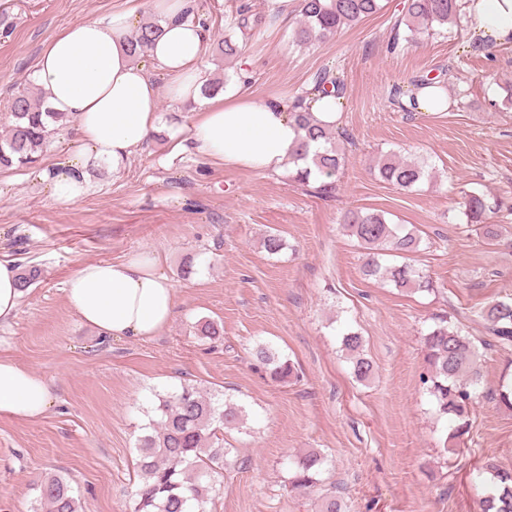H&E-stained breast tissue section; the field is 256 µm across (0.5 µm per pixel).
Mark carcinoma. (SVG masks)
Instances as JSON below:
<instances>
[{
	"mask_svg": "<svg viewBox=\"0 0 512 512\" xmlns=\"http://www.w3.org/2000/svg\"><path fill=\"white\" fill-rule=\"evenodd\" d=\"M381 9V0H302L296 40L302 44L325 40ZM464 15L463 0H407L404 16L394 23L390 48L395 50L404 43L439 34L450 25H458ZM158 31L155 21L139 25L130 41L134 58L146 56ZM9 109L12 123L8 135L0 140V165L33 163L51 133L50 124L63 121L65 114L43 111L41 100L25 91L12 98ZM293 116L304 132L289 158L294 165L293 181L308 186L316 171L340 174L345 151L336 133L313 124L307 112L295 111ZM312 142L320 143V149L311 155ZM371 169L383 182L407 191L429 177L423 162L403 159L395 153L379 156ZM503 209L512 212V206L501 197L480 190L464 193L465 223L483 225L489 239L498 237V230L496 225L486 223L487 216ZM343 226L365 250L364 275L386 278L397 288H433L430 278L410 264L384 267L379 263V252L384 250L402 255L419 251L421 239L417 235L370 209L346 211ZM482 318L499 347L512 346V300L492 303L482 311ZM342 346L351 355L354 375L361 381L368 379L373 366L360 354L361 337L347 331L342 334ZM423 349L426 373L422 383L437 414L453 421L444 441L451 448L470 430V408L481 380L478 355L470 339L449 328L442 318L424 334ZM253 355L275 380L285 381L295 375L294 365L266 345L257 346ZM156 412L158 419L153 421L151 432L139 439V483L134 512H205L204 504L219 493L215 476L230 465L229 449L219 445L217 431L243 423L244 408L185 386L160 399ZM324 463V457L315 450L297 456L291 462L289 487L298 492L313 488L319 482ZM486 473L490 475V484L483 497L482 512H512V472L489 463ZM35 490L33 512H79L78 500L61 477H50Z\"/></svg>",
	"mask_w": 512,
	"mask_h": 512,
	"instance_id": "obj_1",
	"label": "carcinoma"
}]
</instances>
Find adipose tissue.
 <instances>
[{"instance_id": "1", "label": "adipose tissue", "mask_w": 512, "mask_h": 512, "mask_svg": "<svg viewBox=\"0 0 512 512\" xmlns=\"http://www.w3.org/2000/svg\"><path fill=\"white\" fill-rule=\"evenodd\" d=\"M192 6L193 0H143L160 28L143 62L135 61L128 46L142 8L134 6L68 25L40 54L35 85L52 110L74 121L68 159L39 176L55 203L69 206L88 195L90 175L102 163L121 173L156 132L165 97L192 108L195 118L185 132L203 158L258 172L285 166L300 137L291 104L240 88L204 96L208 32L202 22L185 19ZM465 11L474 38L512 41V0H471ZM344 101V93L312 89L302 94L300 108L333 129ZM65 294L70 310L101 337L146 339L170 323L176 287L158 256L142 254L82 264ZM53 404L49 381L0 357V417L32 422Z\"/></svg>"}]
</instances>
